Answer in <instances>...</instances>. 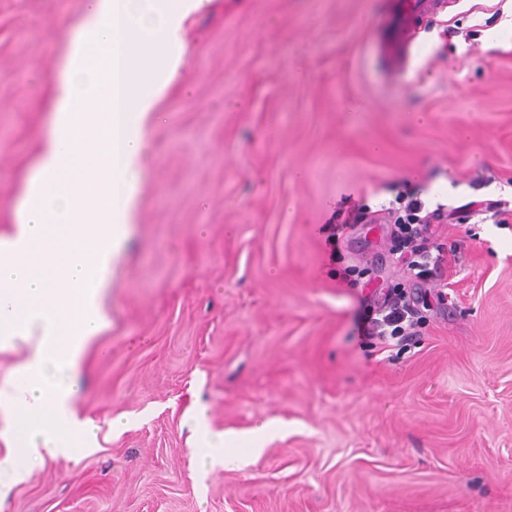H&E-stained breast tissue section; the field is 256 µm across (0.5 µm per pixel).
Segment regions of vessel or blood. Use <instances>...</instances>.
I'll return each instance as SVG.
<instances>
[{
	"label": "vessel or blood",
	"mask_w": 512,
	"mask_h": 512,
	"mask_svg": "<svg viewBox=\"0 0 512 512\" xmlns=\"http://www.w3.org/2000/svg\"><path fill=\"white\" fill-rule=\"evenodd\" d=\"M446 0H388L369 34L388 79L404 83L412 59V35L417 24L437 15Z\"/></svg>",
	"instance_id": "b4317fda"
}]
</instances>
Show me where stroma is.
Here are the masks:
<instances>
[{
    "instance_id": "1",
    "label": "stroma",
    "mask_w": 512,
    "mask_h": 512,
    "mask_svg": "<svg viewBox=\"0 0 512 512\" xmlns=\"http://www.w3.org/2000/svg\"><path fill=\"white\" fill-rule=\"evenodd\" d=\"M385 0H207L144 120L133 222L75 403L92 445L0 512H512V0H452L406 85L366 39ZM88 0H0V235L50 132L63 30ZM406 183L457 208L441 286L397 275L387 228L337 210ZM504 200L505 224L482 211ZM344 259L335 262L334 251ZM366 278L399 279L404 350L359 335ZM212 432L275 434L210 468Z\"/></svg>"
}]
</instances>
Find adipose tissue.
<instances>
[{"label":"adipose tissue","mask_w":512,"mask_h":512,"mask_svg":"<svg viewBox=\"0 0 512 512\" xmlns=\"http://www.w3.org/2000/svg\"><path fill=\"white\" fill-rule=\"evenodd\" d=\"M204 0H91L53 82L51 131L0 236V344L26 350L0 384V496L47 461L93 437L78 418L79 374L104 324L112 259L132 219L144 148L141 120L180 63L184 18ZM163 62L151 80L143 64ZM264 424L245 437L204 436L205 464L231 449L259 451Z\"/></svg>","instance_id":"ef3b65f1"}]
</instances>
